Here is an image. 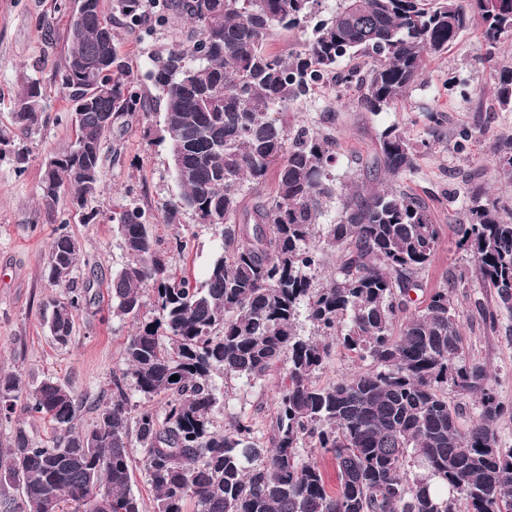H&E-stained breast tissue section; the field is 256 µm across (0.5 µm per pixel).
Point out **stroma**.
Returning a JSON list of instances; mask_svg holds the SVG:
<instances>
[{
    "mask_svg": "<svg viewBox=\"0 0 512 512\" xmlns=\"http://www.w3.org/2000/svg\"><path fill=\"white\" fill-rule=\"evenodd\" d=\"M115 4L102 0L140 107L123 117L122 133L103 145L104 187L92 203L96 220L83 224L70 218L65 205L57 207L59 221L80 243L70 279L89 285L92 295L90 304L77 312L73 336L63 346L45 323L48 301L63 290L48 279L54 227L44 219L40 180L46 160L66 150L73 137L61 73L74 0H0V128L9 127L26 81L38 82L44 94L42 122L22 143L25 163L17 162L13 147L0 149V372L17 375L28 389L47 379L69 387L80 404L76 424L84 430L110 400L112 376L124 369L122 349L135 330L132 320L111 314L108 286L127 261L112 212L126 206L142 209L163 244L185 237L188 246L171 251L170 268L197 282L219 237L214 227L198 223L189 211L179 223L162 220L165 203L180 189L168 149L159 142L163 112L155 101L153 60L178 44L187 26L177 18L163 24L152 17L133 27ZM503 66H512V38L491 55L480 30L473 27L428 63L394 108L368 112L359 103L360 88L344 89L327 81L289 104L288 114L292 129L308 127L335 138L336 176L349 186L363 184L364 166L382 131L395 126L405 132L415 148V164L390 184L421 198L442 233L420 274L423 289L451 288L465 337L463 356L490 371L493 392L505 409L497 423L499 442L512 448V312L499 307L493 289L479 278L455 281L467 270L469 256L458 247L454 227L465 222L472 191L496 198L503 219L512 222V176L496 166L491 154L496 140L512 137V112L501 110L493 94L494 76ZM433 114L438 123L430 122ZM480 305L495 311V325L479 318ZM285 381L279 370L255 384L216 378L215 426L243 421L261 445H269L277 393Z\"/></svg>",
    "mask_w": 512,
    "mask_h": 512,
    "instance_id": "35a3bbf8",
    "label": "stroma"
}]
</instances>
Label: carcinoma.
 Listing matches in <instances>:
<instances>
[{"label": "carcinoma", "instance_id": "obj_1", "mask_svg": "<svg viewBox=\"0 0 512 512\" xmlns=\"http://www.w3.org/2000/svg\"><path fill=\"white\" fill-rule=\"evenodd\" d=\"M78 2L84 19L70 21L62 75L75 139L45 164L41 192L47 219L66 197L87 224L96 217L88 202L101 191L102 146L139 99L101 0ZM116 2L138 21L142 0ZM467 2L336 0L324 10L321 0H164L160 19L170 11L190 30L159 61L154 87L190 178L178 182L163 222L177 224L190 209L198 223L221 228L220 240L206 280L194 284L170 271L144 212L112 213L127 255L112 277V314L137 326L96 424L76 427L80 405L62 385L48 380L27 390L17 376L0 374V413L21 401L56 431L51 444L36 445L19 428L0 451V486L21 487L27 512H143L130 487L134 441L145 451L155 512H185L189 499L196 512H457L460 499L466 512H512V448L501 447L496 433L504 408L487 368L462 358L448 289L432 291L422 310L399 321L411 293L423 288L420 273L440 226L413 194L337 185L333 138L293 134L288 123V104L326 79L360 87L370 112L396 106L427 61L471 26L493 55L512 37V0ZM277 27L302 31L300 49L271 51ZM203 44L209 50L200 58ZM105 51L104 69L91 77L77 70L79 60ZM494 96L512 111V66L499 70ZM42 100L39 84L24 86L12 136L1 134L0 144L21 141L41 124ZM492 152L512 169V139ZM413 164L406 135L389 127L368 161L369 182ZM270 174L274 190L266 195ZM249 191L255 201L243 210ZM334 202L336 219L322 223ZM455 233L474 273L512 311V223L478 190ZM329 248L337 250L336 267L321 282ZM78 253V241L59 225L47 267L49 281L67 289L50 318L60 345L71 339L75 312L90 302L89 286L69 279ZM302 318L312 334L300 333ZM334 343L370 367L318 386L312 378ZM280 366L287 383L278 392L272 447L260 446L240 420L214 427L216 376L257 382ZM130 386L148 400L161 398L163 416L148 406L133 410ZM450 386L478 398L479 414L465 428L448 403ZM305 441L332 454L336 490L316 462L300 458Z\"/></svg>", "mask_w": 512, "mask_h": 512}]
</instances>
